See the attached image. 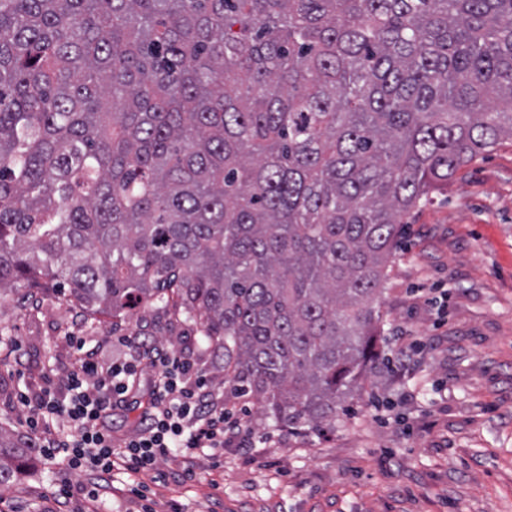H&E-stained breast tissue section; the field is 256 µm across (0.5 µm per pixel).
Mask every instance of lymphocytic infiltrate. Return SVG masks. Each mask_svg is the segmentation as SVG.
<instances>
[{
  "mask_svg": "<svg viewBox=\"0 0 512 512\" xmlns=\"http://www.w3.org/2000/svg\"><path fill=\"white\" fill-rule=\"evenodd\" d=\"M118 343L119 352L107 355L101 347H87L83 337H73L80 357L64 385L47 374L39 390L16 395L17 405L26 412L31 444L40 455L96 475L93 485L65 481L56 490L64 502L85 503L86 512H97L102 484L115 467L148 474L170 448L182 449L191 458L205 449L218 454L227 447L247 451L255 446L252 434L185 356L136 336L119 337ZM148 367L155 371L150 409L141 428L122 446H114L112 412L127 405Z\"/></svg>",
  "mask_w": 512,
  "mask_h": 512,
  "instance_id": "1",
  "label": "lymphocytic infiltrate"
}]
</instances>
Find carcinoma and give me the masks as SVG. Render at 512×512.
<instances>
[{"instance_id":"1","label":"carcinoma","mask_w":512,"mask_h":512,"mask_svg":"<svg viewBox=\"0 0 512 512\" xmlns=\"http://www.w3.org/2000/svg\"><path fill=\"white\" fill-rule=\"evenodd\" d=\"M512 140V0H0V299L158 301L224 403L336 422L402 220ZM35 467L0 428V487Z\"/></svg>"}]
</instances>
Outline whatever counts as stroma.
Here are the masks:
<instances>
[{
    "label": "stroma",
    "instance_id": "stroma-1",
    "mask_svg": "<svg viewBox=\"0 0 512 512\" xmlns=\"http://www.w3.org/2000/svg\"><path fill=\"white\" fill-rule=\"evenodd\" d=\"M383 346L407 352L399 375L373 378L347 399L336 424L273 427L260 405L241 400L235 418L251 430V453L220 460L159 458L158 478L112 473L111 512H137L142 485L157 512H512V140L463 166L405 218L381 296ZM150 336L189 356L213 387L215 357L186 313L153 303L112 323L68 306L51 290L8 298L0 308V427L24 434L15 395L40 386L42 369L63 379L71 337L95 346L109 336ZM25 353L33 371L13 368ZM193 467L195 476L174 481ZM85 474L39 461L0 487V512H59L61 480Z\"/></svg>",
    "mask_w": 512,
    "mask_h": 512
}]
</instances>
